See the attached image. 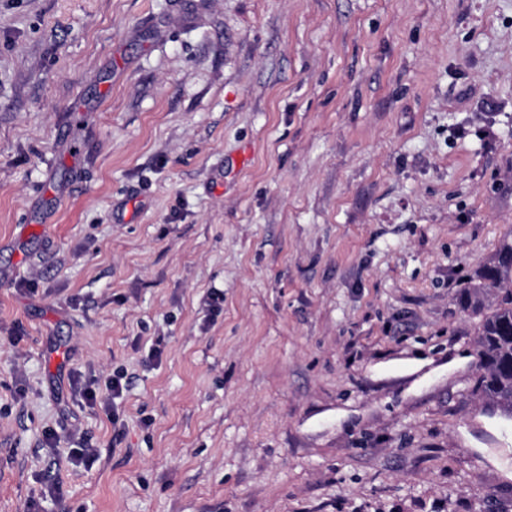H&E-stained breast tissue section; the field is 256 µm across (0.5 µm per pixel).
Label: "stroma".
Here are the masks:
<instances>
[{
	"mask_svg": "<svg viewBox=\"0 0 512 512\" xmlns=\"http://www.w3.org/2000/svg\"><path fill=\"white\" fill-rule=\"evenodd\" d=\"M511 232L512 0H0V512H512ZM460 295L462 308L486 315L477 332L473 356L479 375L475 390L491 408L512 420V234L491 259L476 268ZM493 297L490 302V298ZM123 374L113 375L112 378L108 379L105 383L106 392H96L91 388H86L82 391L81 397L84 402L88 405L99 404L105 408L106 411H110L112 408V417L114 409V401L121 397L124 386L122 384Z\"/></svg>",
	"mask_w": 512,
	"mask_h": 512,
	"instance_id": "1",
	"label": "stroma"
}]
</instances>
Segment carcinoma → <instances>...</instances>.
Returning a JSON list of instances; mask_svg holds the SVG:
<instances>
[{
	"mask_svg": "<svg viewBox=\"0 0 512 512\" xmlns=\"http://www.w3.org/2000/svg\"><path fill=\"white\" fill-rule=\"evenodd\" d=\"M460 304L475 314L491 309L479 326L473 349L479 371L475 390L512 420V234L471 273Z\"/></svg>",
	"mask_w": 512,
	"mask_h": 512,
	"instance_id": "carcinoma-1",
	"label": "carcinoma"
}]
</instances>
